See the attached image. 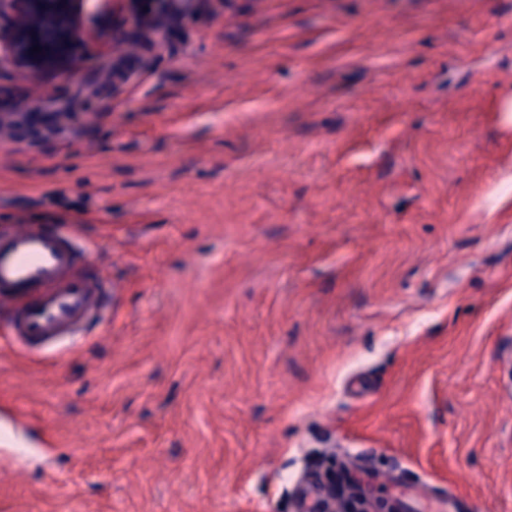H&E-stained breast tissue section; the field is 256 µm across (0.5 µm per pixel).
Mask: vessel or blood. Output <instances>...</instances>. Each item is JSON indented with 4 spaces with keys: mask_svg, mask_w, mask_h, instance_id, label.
Segmentation results:
<instances>
[{
    "mask_svg": "<svg viewBox=\"0 0 512 512\" xmlns=\"http://www.w3.org/2000/svg\"><path fill=\"white\" fill-rule=\"evenodd\" d=\"M77 251L54 229L18 224L0 233V302L11 333L28 346L75 335L98 309L101 281L77 272Z\"/></svg>",
    "mask_w": 512,
    "mask_h": 512,
    "instance_id": "b4317fda",
    "label": "vessel or blood"
}]
</instances>
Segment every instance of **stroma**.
<instances>
[{
  "label": "stroma",
  "mask_w": 512,
  "mask_h": 512,
  "mask_svg": "<svg viewBox=\"0 0 512 512\" xmlns=\"http://www.w3.org/2000/svg\"><path fill=\"white\" fill-rule=\"evenodd\" d=\"M172 41L79 136L0 135V231L105 277L81 336L0 329V512H300L350 467L512 512V0H224Z\"/></svg>",
  "instance_id": "stroma-1"
}]
</instances>
